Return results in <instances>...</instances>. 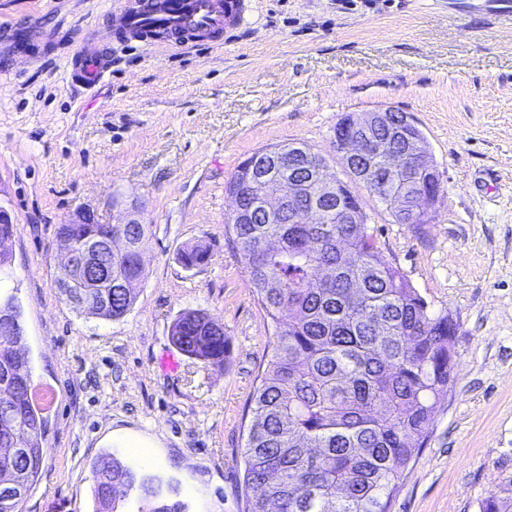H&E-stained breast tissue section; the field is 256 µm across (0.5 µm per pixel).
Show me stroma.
Returning a JSON list of instances; mask_svg holds the SVG:
<instances>
[{"label": "stroma", "mask_w": 512, "mask_h": 512, "mask_svg": "<svg viewBox=\"0 0 512 512\" xmlns=\"http://www.w3.org/2000/svg\"><path fill=\"white\" fill-rule=\"evenodd\" d=\"M135 3L0 0V28L60 30L68 45L0 58V206L14 224L0 291L20 308L34 388L55 393L24 512H95L104 453L175 487L188 512H244L238 461L272 330L226 245V186L288 142L349 181L336 123L379 109L414 119L445 192L432 223L398 224L353 190L386 259L457 324L454 382L392 512H480L512 482V0H248L222 46L127 48L113 26ZM90 32L112 71L86 90L70 58ZM126 203L148 226L147 276L131 311L105 321L56 288V231L80 208L118 223ZM197 243L210 259L186 268ZM186 310L223 324V367L172 344Z\"/></svg>", "instance_id": "stroma-1"}]
</instances>
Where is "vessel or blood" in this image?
<instances>
[{
    "label": "vessel or blood",
    "mask_w": 512,
    "mask_h": 512,
    "mask_svg": "<svg viewBox=\"0 0 512 512\" xmlns=\"http://www.w3.org/2000/svg\"><path fill=\"white\" fill-rule=\"evenodd\" d=\"M244 0H143L140 7L122 12L114 26V37L123 44L155 45L162 41L179 44L222 45L227 27L236 24ZM51 33L23 23H13L0 40V53L15 54L22 47H42ZM111 67V53L90 40L73 60V76L85 85L98 83Z\"/></svg>",
    "instance_id": "vessel-or-blood-1"
}]
</instances>
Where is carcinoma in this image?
Here are the masks:
<instances>
[{
	"label": "carcinoma",
	"instance_id": "carcinoma-1",
	"mask_svg": "<svg viewBox=\"0 0 512 512\" xmlns=\"http://www.w3.org/2000/svg\"><path fill=\"white\" fill-rule=\"evenodd\" d=\"M262 178L245 194L258 199L269 184L283 199L291 171L252 155ZM387 160L378 156L355 177L372 190ZM413 192L405 178L390 180L376 199L389 211ZM247 212L229 216L228 244L240 256L258 302L273 328L272 353L257 375L243 450L247 512H391L392 501L433 430L435 402L454 379L456 332L448 314H433L404 272L380 251L368 224H343L325 211L311 224L278 219L248 224ZM121 245L112 258V284H88L103 307L97 318H123L146 278L141 256L144 224H60L56 246L89 241ZM187 267L208 262L196 245L181 254ZM11 334H0V371L18 367L25 334L15 297L0 301ZM190 358L224 365V327L207 314L186 311L171 330ZM47 422L25 389L0 376V483L19 482L14 512L34 489L46 454ZM25 448L21 459L2 452ZM97 512H117L106 484L133 495L137 512H184L112 454L91 465ZM481 512H512V482L485 499Z\"/></svg>",
	"mask_w": 512,
	"mask_h": 512
}]
</instances>
